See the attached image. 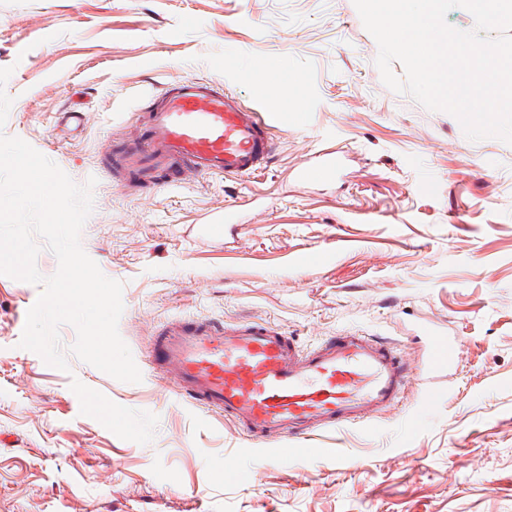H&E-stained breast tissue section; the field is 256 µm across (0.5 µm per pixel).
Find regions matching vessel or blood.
<instances>
[{
    "mask_svg": "<svg viewBox=\"0 0 512 512\" xmlns=\"http://www.w3.org/2000/svg\"><path fill=\"white\" fill-rule=\"evenodd\" d=\"M267 114L241 106L230 93L181 78L156 94L146 115L145 137L117 155L112 175L136 170L142 188L159 173L189 168L200 174L248 176L263 169L275 151L268 127L281 108ZM335 153H315L297 171L304 183L335 180ZM424 366L436 375L459 357L456 338L422 326ZM161 368L181 394L233 418L258 439L288 444L315 432L373 422L394 407L409 370L397 350L373 336L348 333L310 351L289 343L278 328L240 323L217 326L203 319H175L154 340Z\"/></svg>",
    "mask_w": 512,
    "mask_h": 512,
    "instance_id": "obj_1",
    "label": "vessel or blood"
}]
</instances>
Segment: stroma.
I'll use <instances>...</instances> for the list:
<instances>
[{"label": "stroma", "mask_w": 512, "mask_h": 512, "mask_svg": "<svg viewBox=\"0 0 512 512\" xmlns=\"http://www.w3.org/2000/svg\"><path fill=\"white\" fill-rule=\"evenodd\" d=\"M377 54L353 0H0V133L95 179L81 245L124 284L118 331L142 375L73 355L64 372L20 348L41 288L0 276V512H512V144L470 141L392 91ZM266 67L298 85L262 171L116 185L112 142L151 94L193 77L263 112L286 90L258 79ZM72 111L82 126L56 133ZM323 149L340 176L297 181ZM227 210L222 240L195 232ZM184 317L269 323L303 349L380 336L414 371L373 423L282 456L150 359ZM425 324L460 341L436 380Z\"/></svg>", "instance_id": "obj_1"}]
</instances>
